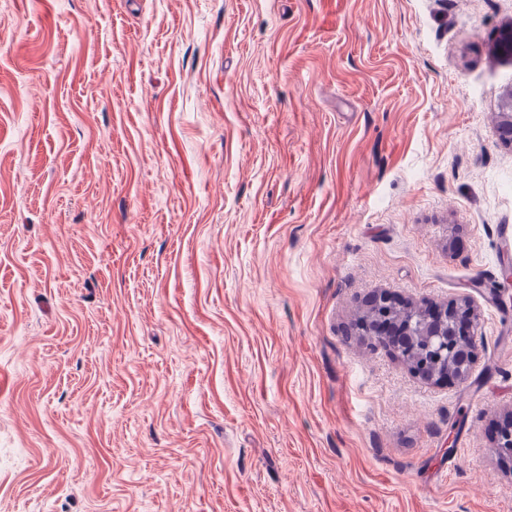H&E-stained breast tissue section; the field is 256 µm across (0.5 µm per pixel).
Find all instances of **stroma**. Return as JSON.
Wrapping results in <instances>:
<instances>
[{"mask_svg": "<svg viewBox=\"0 0 512 512\" xmlns=\"http://www.w3.org/2000/svg\"><path fill=\"white\" fill-rule=\"evenodd\" d=\"M511 87L512 0H0V512H512ZM370 299H371L370 301L374 302L378 306V308L380 310V317H379L378 321L374 324L373 329H371V331H369L367 333V335H369L370 339L372 341H374V343L385 344L384 334H381V329L384 325H388L391 323L388 320V316H389L391 307L395 304L392 303L391 299L384 293L373 294ZM383 322H385V323H383ZM380 323H383V324L379 325ZM378 325H379L378 331L381 334L380 336L378 335V332H377ZM468 312L464 313V310ZM434 317L423 327L421 337L425 343L427 355H414L404 360L400 350L408 343L392 342L397 348L401 361L408 370L431 384H441L444 381L464 383L478 358L477 332L478 322L472 302L465 297L458 298L434 309ZM434 361H444L445 368L438 372Z\"/></svg>", "mask_w": 512, "mask_h": 512, "instance_id": "stroma-1", "label": "stroma"}]
</instances>
